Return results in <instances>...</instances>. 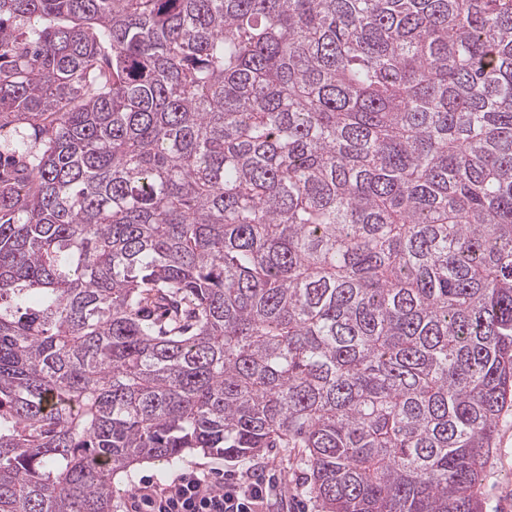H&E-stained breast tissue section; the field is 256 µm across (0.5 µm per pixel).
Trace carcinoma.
Segmentation results:
<instances>
[{"label": "carcinoma", "mask_w": 512, "mask_h": 512, "mask_svg": "<svg viewBox=\"0 0 512 512\" xmlns=\"http://www.w3.org/2000/svg\"><path fill=\"white\" fill-rule=\"evenodd\" d=\"M0 512L283 448L482 512L512 408V0H0Z\"/></svg>", "instance_id": "cac0c4a2"}]
</instances>
